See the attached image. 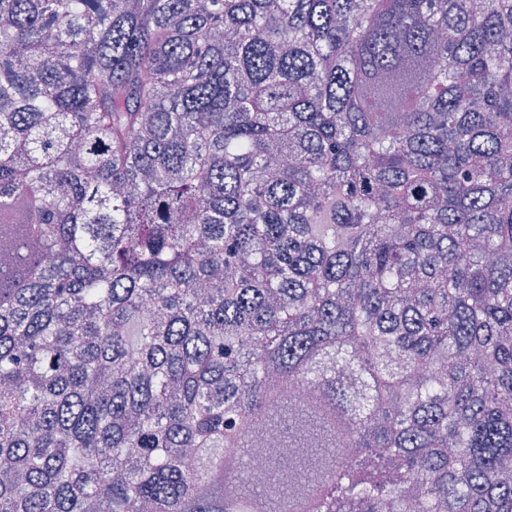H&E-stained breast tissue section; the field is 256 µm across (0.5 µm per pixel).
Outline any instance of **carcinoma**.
Segmentation results:
<instances>
[{"instance_id": "carcinoma-1", "label": "carcinoma", "mask_w": 512, "mask_h": 512, "mask_svg": "<svg viewBox=\"0 0 512 512\" xmlns=\"http://www.w3.org/2000/svg\"><path fill=\"white\" fill-rule=\"evenodd\" d=\"M0 512H512V0H0Z\"/></svg>"}]
</instances>
